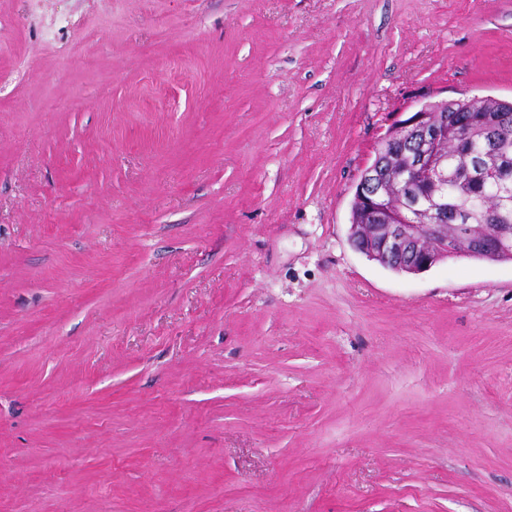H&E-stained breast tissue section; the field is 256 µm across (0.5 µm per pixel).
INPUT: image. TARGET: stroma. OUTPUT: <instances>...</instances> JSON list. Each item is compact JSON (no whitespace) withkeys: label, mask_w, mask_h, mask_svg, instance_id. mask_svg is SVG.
I'll return each mask as SVG.
<instances>
[{"label":"stroma","mask_w":512,"mask_h":512,"mask_svg":"<svg viewBox=\"0 0 512 512\" xmlns=\"http://www.w3.org/2000/svg\"><path fill=\"white\" fill-rule=\"evenodd\" d=\"M512 0H0V512H512V261L350 208Z\"/></svg>","instance_id":"obj_1"}]
</instances>
